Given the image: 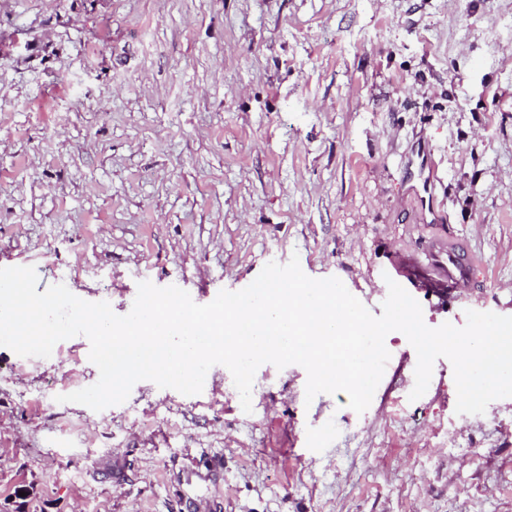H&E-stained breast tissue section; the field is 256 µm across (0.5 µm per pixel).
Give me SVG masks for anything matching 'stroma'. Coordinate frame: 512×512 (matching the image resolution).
I'll return each instance as SVG.
<instances>
[{
	"label": "stroma",
	"mask_w": 512,
	"mask_h": 512,
	"mask_svg": "<svg viewBox=\"0 0 512 512\" xmlns=\"http://www.w3.org/2000/svg\"><path fill=\"white\" fill-rule=\"evenodd\" d=\"M428 153L434 211L411 192ZM468 244L475 291L408 288L431 328L512 316V0H0V268L128 314L139 282L214 291L298 258L373 314L399 255ZM368 409L261 365L102 411L82 335L0 346V512H512V397L410 400L398 331Z\"/></svg>",
	"instance_id": "1"
}]
</instances>
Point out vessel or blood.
Segmentation results:
<instances>
[{
  "instance_id": "vessel-or-blood-1",
  "label": "vessel or blood",
  "mask_w": 512,
  "mask_h": 512,
  "mask_svg": "<svg viewBox=\"0 0 512 512\" xmlns=\"http://www.w3.org/2000/svg\"><path fill=\"white\" fill-rule=\"evenodd\" d=\"M476 262L464 244L454 238L432 239L423 258H405L398 277L420 279L441 294L458 295L469 287Z\"/></svg>"
}]
</instances>
